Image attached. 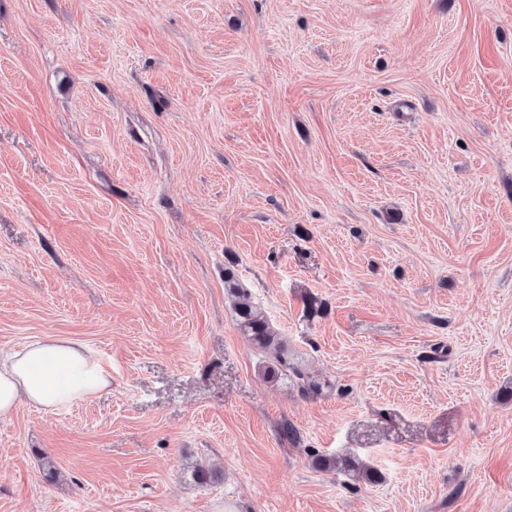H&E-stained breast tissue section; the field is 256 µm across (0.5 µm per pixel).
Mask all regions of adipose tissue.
I'll use <instances>...</instances> for the list:
<instances>
[{"mask_svg": "<svg viewBox=\"0 0 512 512\" xmlns=\"http://www.w3.org/2000/svg\"><path fill=\"white\" fill-rule=\"evenodd\" d=\"M110 375L80 343L36 339L0 353V420L20 405L52 411L89 399L106 389Z\"/></svg>", "mask_w": 512, "mask_h": 512, "instance_id": "obj_1", "label": "adipose tissue"}]
</instances>
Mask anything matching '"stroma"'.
<instances>
[{
    "label": "stroma",
    "mask_w": 512,
    "mask_h": 512,
    "mask_svg": "<svg viewBox=\"0 0 512 512\" xmlns=\"http://www.w3.org/2000/svg\"><path fill=\"white\" fill-rule=\"evenodd\" d=\"M36 338L112 380L0 421V512H512V0H0V351ZM224 288L234 299L239 327L243 336L256 349L270 353L276 364L269 366V374L272 378L279 372L285 376L294 378V382L301 391L317 394L322 390V385L315 379L306 375L298 366L288 359V351L278 332L269 322L261 308L254 302L252 294L244 288L232 272L224 275ZM315 463L321 467L327 468L341 466L345 471L354 472L355 475L358 478H361L364 482L375 483L378 480V474L374 468L351 457L334 458L317 455Z\"/></svg>",
    "instance_id": "1"
}]
</instances>
